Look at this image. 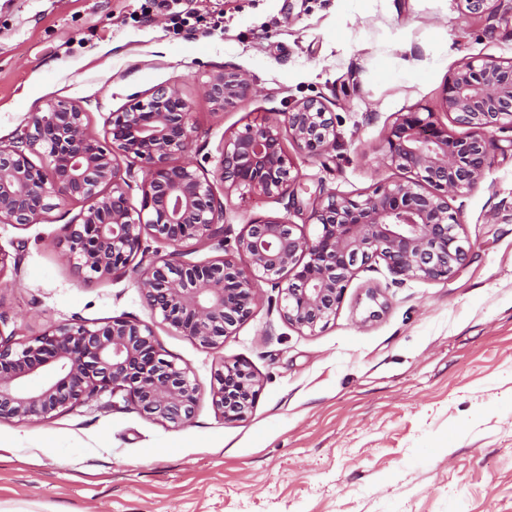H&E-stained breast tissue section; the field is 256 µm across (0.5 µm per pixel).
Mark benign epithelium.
I'll return each instance as SVG.
<instances>
[{
    "label": "benign epithelium",
    "instance_id": "7a95c632",
    "mask_svg": "<svg viewBox=\"0 0 512 512\" xmlns=\"http://www.w3.org/2000/svg\"><path fill=\"white\" fill-rule=\"evenodd\" d=\"M203 93L222 111L250 96L252 84L226 66L210 74ZM443 105L467 135L448 133L432 112L399 113L391 124L383 161L405 179L359 200L335 193L313 199L312 239L285 214L245 225L230 247L216 185L226 198L289 194L300 173L283 130L310 156L336 147V117L322 97L224 134L211 175L176 162L194 133L176 83L109 113L102 136L80 105L51 98L11 141L0 142V222L41 224L50 212L82 203L57 242L63 256L89 280L132 271L151 313L204 348L224 346L252 317L259 281L278 289L281 318L312 334L335 317L349 282L372 261H383L395 284L447 280L465 265L471 244L449 200L485 178L499 149L489 130L512 129V59L464 60L448 79ZM135 166L143 174L138 208L129 182ZM147 237L173 251L148 255ZM190 240L216 241L224 255L185 263L175 247ZM106 391L174 425L190 421L200 399L196 380L163 357L146 322L119 316L91 327L73 318L26 341L0 337V420L48 419ZM259 391L249 366L224 362L214 373L212 404L224 420H242Z\"/></svg>",
    "mask_w": 512,
    "mask_h": 512
}]
</instances>
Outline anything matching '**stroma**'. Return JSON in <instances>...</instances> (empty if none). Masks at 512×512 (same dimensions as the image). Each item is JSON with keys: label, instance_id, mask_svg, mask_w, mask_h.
I'll return each mask as SVG.
<instances>
[{"label": "stroma", "instance_id": "obj_1", "mask_svg": "<svg viewBox=\"0 0 512 512\" xmlns=\"http://www.w3.org/2000/svg\"><path fill=\"white\" fill-rule=\"evenodd\" d=\"M219 29L176 30L152 0H0V140L55 97L80 103L103 132L109 112L180 84L195 126L180 160L212 171L224 135L320 96L338 142L321 158L293 141L300 203L352 198L402 179L386 166L401 112L442 105L465 59H512V0L473 13L459 0H183ZM233 65L253 93L218 111L201 86ZM483 182L452 200L472 244L448 280L392 286L383 261L358 271L316 334L288 326L260 283L253 316L222 348L201 347L154 316L133 273L83 281L57 248L81 207L44 223H0V334L26 340L78 318L152 325L165 358L201 397L191 421L164 425L111 393L40 421H0V512H512V136ZM283 203L232 195L225 223L285 215ZM385 305L369 318L368 291ZM247 364L261 389L227 421L211 387L222 362Z\"/></svg>", "mask_w": 512, "mask_h": 512}]
</instances>
